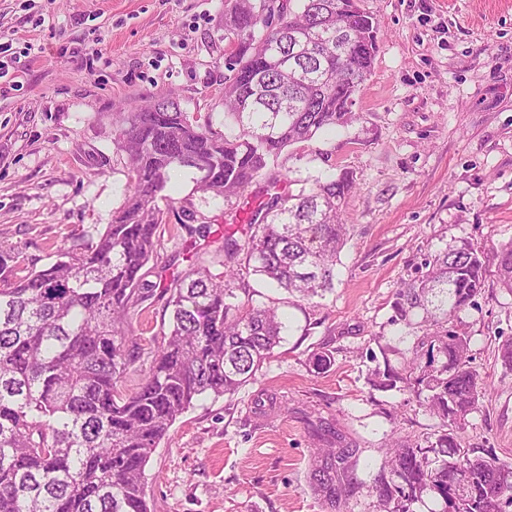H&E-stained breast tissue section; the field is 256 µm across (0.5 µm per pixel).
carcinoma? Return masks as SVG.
Segmentation results:
<instances>
[{
    "label": "carcinoma",
    "mask_w": 512,
    "mask_h": 512,
    "mask_svg": "<svg viewBox=\"0 0 512 512\" xmlns=\"http://www.w3.org/2000/svg\"><path fill=\"white\" fill-rule=\"evenodd\" d=\"M274 37L253 0H233L224 26L238 44L225 65L224 131L183 111L167 94L112 114L113 146L129 158L128 192L112 222L79 248L58 249L38 268L0 247V512H152L145 467L179 416L205 394L233 396L254 380L280 343L277 308L256 305L229 287L244 268L300 300L334 286L346 244L340 211L355 188L353 173L284 192L282 152L347 123L378 53V21L356 0H288ZM262 34L255 36V29ZM339 55L307 54L312 39ZM294 72L279 75L275 55ZM180 168L196 171L194 191L228 201L259 178L266 200L246 220L244 237L198 232L222 241L224 259L197 257L172 275L169 330L138 387L122 381L139 359L137 318L153 289L142 270L158 263L163 213L158 201L195 211L162 192ZM512 292V241L491 253L462 239L424 258L417 275L395 292L391 322L418 325L408 352L379 347L383 365L372 386L407 392L441 420L422 447L394 444L374 479L378 512H508L512 467L470 457L458 431L482 394L471 366L469 337L450 325L471 306L489 272ZM400 355L399 365L389 354ZM353 448H323L311 484L336 509L354 490Z\"/></svg>",
    "instance_id": "cac0c4a2"
}]
</instances>
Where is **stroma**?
Returning <instances> with one entry per match:
<instances>
[{
	"label": "stroma",
	"mask_w": 512,
	"mask_h": 512,
	"mask_svg": "<svg viewBox=\"0 0 512 512\" xmlns=\"http://www.w3.org/2000/svg\"><path fill=\"white\" fill-rule=\"evenodd\" d=\"M232 0H0V244L49 263L111 223L127 192L128 160L112 145V115L175 92L182 108L224 127V12ZM379 23L371 77L355 118L279 159L289 180L346 169L356 188L342 220L350 236L335 286L301 301L242 274L237 288L277 306L289 326L256 379L234 396H205L152 453L153 512H329L309 475L316 448L355 449L347 512H375L372 486L389 449L434 440L441 421L416 398L373 389L371 351L411 347L390 322L393 295L424 256L461 239L512 241V0H359ZM177 173L167 195L212 224L241 232L263 199L256 183L225 203ZM214 243L164 232L174 270ZM485 390L462 447L512 466V293L487 276L460 314ZM329 354L315 369L314 352Z\"/></svg>",
	"instance_id": "1"
}]
</instances>
